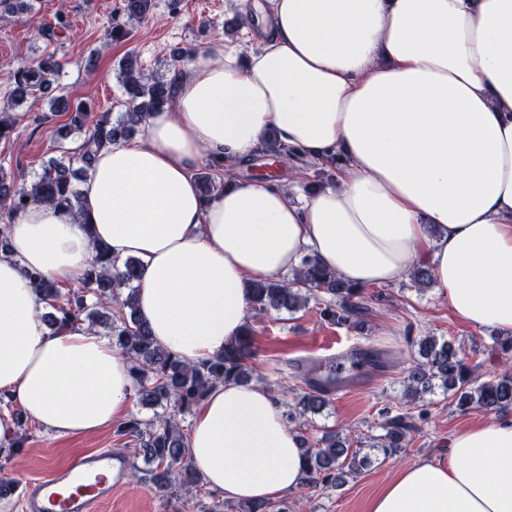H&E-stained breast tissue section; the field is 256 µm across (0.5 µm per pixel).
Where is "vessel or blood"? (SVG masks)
Returning a JSON list of instances; mask_svg holds the SVG:
<instances>
[{
	"mask_svg": "<svg viewBox=\"0 0 512 512\" xmlns=\"http://www.w3.org/2000/svg\"><path fill=\"white\" fill-rule=\"evenodd\" d=\"M128 464L126 456L109 449L75 455L47 478L26 485L27 512H94L112 497L113 469Z\"/></svg>",
	"mask_w": 512,
	"mask_h": 512,
	"instance_id": "b4317fda",
	"label": "vessel or blood"
}]
</instances>
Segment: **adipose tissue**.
I'll return each mask as SVG.
<instances>
[{
    "mask_svg": "<svg viewBox=\"0 0 512 512\" xmlns=\"http://www.w3.org/2000/svg\"><path fill=\"white\" fill-rule=\"evenodd\" d=\"M258 51L213 46L171 78L143 138L101 149L85 216L36 203L0 251V394L60 435L125 417L126 357L86 322L49 330L24 276L81 283L96 242L141 264L154 340L194 364L250 322L251 282L303 256L361 288L429 265L452 312L512 334V0H267ZM315 160L341 156L303 204L272 180L203 197L207 160L250 158L269 134ZM207 487L273 501L307 478L301 440L265 385L229 382L188 435ZM447 463L414 461L369 512H512V419L464 429Z\"/></svg>",
    "mask_w": 512,
    "mask_h": 512,
    "instance_id": "ef3b65f1",
    "label": "adipose tissue"
}]
</instances>
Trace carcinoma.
<instances>
[{"instance_id":"cac0c4a2","label":"carcinoma","mask_w":512,"mask_h":512,"mask_svg":"<svg viewBox=\"0 0 512 512\" xmlns=\"http://www.w3.org/2000/svg\"><path fill=\"white\" fill-rule=\"evenodd\" d=\"M152 7V0H121L120 11L126 22L113 26L107 39L119 41L130 37L131 26L141 22ZM29 0H0V19L6 21L17 13L30 11ZM65 62L55 53L38 56L31 64L11 72L7 80L12 89L0 104V140H9L15 133L12 111L29 100L49 104L52 111L68 114L59 130L60 139L82 141L79 151H61L42 164L41 171L29 183L16 185L0 165V226L11 223L31 204H48L59 212L78 216L84 211V198L77 182L88 173L96 153L103 147L118 144L145 128L146 118L172 103L171 84L163 74H148L139 66L136 57H127L120 66V77L129 97L125 110L116 118L110 114L97 116L82 103H71L56 94L58 79ZM141 267L129 257L122 262L112 258L109 249L98 242L82 286L68 287L47 278L39 271H26L34 290L53 313L51 325L62 328L78 321L94 323L101 318L109 323L112 343L130 363L138 401L144 407H161L152 417L131 416L119 423L115 433L134 441V448L143 453L157 488L168 496L202 486V476L194 468L188 440L182 426L184 417L193 413L207 391L229 381L246 383L253 379L257 357L256 339L251 328L224 346V352L195 365L158 345L147 323L139 315L135 283ZM323 292L331 296L322 309L323 316L337 324H360L370 313L365 304L364 289L338 280L325 271L313 255L306 256L292 278L277 281H256L250 285L253 309L293 311L304 307L311 295ZM420 360L415 362L404 379L403 397L414 401L422 392L432 391V381L456 391L458 405L472 404L486 412H497L512 405V373L497 374L494 378L475 384L473 371L457 359L454 348L434 336L418 342ZM385 362L383 352L364 348L356 352L354 365L379 368ZM302 383L295 410L285 416L288 424L297 423V416L320 414L329 406L341 379L336 376V364L312 363L301 368ZM0 407L14 419L20 436L16 447L27 439L28 418L12 401L0 396ZM412 429L408 417L398 414L382 426L384 434L377 438V447L392 454L405 447ZM302 453L306 459L308 488L329 485L343 478L344 467L354 473L361 462L359 451H350L346 441L334 429H326L315 443L302 437ZM202 512H273L268 502L243 503L230 508L222 502L205 506Z\"/></svg>"}]
</instances>
